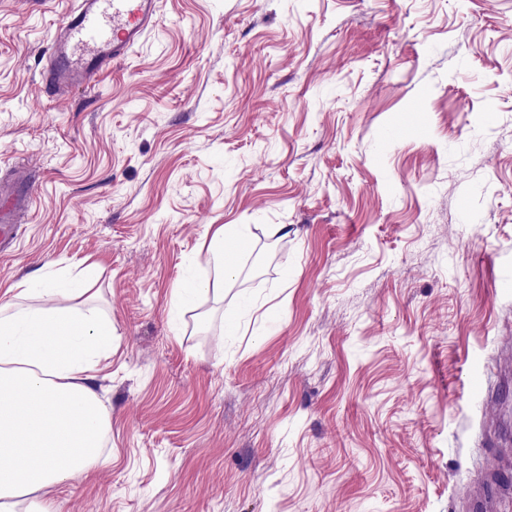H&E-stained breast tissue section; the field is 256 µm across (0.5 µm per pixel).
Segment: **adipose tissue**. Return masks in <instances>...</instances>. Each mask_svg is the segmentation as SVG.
I'll list each match as a JSON object with an SVG mask.
<instances>
[{
	"mask_svg": "<svg viewBox=\"0 0 512 512\" xmlns=\"http://www.w3.org/2000/svg\"><path fill=\"white\" fill-rule=\"evenodd\" d=\"M221 227L208 274L173 290L172 312L198 295H223L234 272ZM0 300V512H57L51 490L103 464L110 418L90 385L112 349V322L92 303L84 275L68 288L29 276Z\"/></svg>",
	"mask_w": 512,
	"mask_h": 512,
	"instance_id": "1",
	"label": "adipose tissue"
}]
</instances>
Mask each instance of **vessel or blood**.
<instances>
[{
    "instance_id": "obj_1",
    "label": "vessel or blood",
    "mask_w": 512,
    "mask_h": 512,
    "mask_svg": "<svg viewBox=\"0 0 512 512\" xmlns=\"http://www.w3.org/2000/svg\"><path fill=\"white\" fill-rule=\"evenodd\" d=\"M159 0H76L44 55L42 81L66 92L95 85L159 21Z\"/></svg>"
}]
</instances>
